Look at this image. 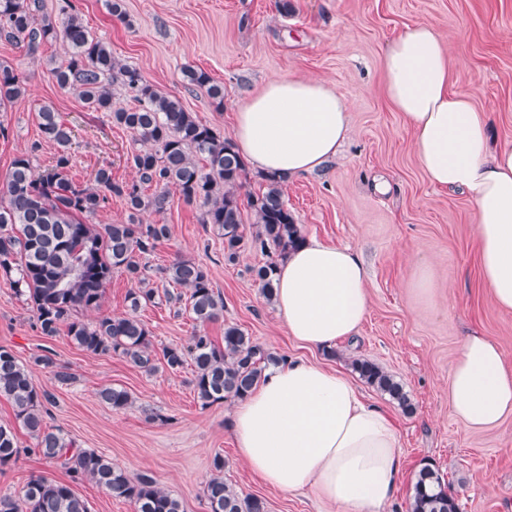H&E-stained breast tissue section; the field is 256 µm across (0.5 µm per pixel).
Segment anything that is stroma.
<instances>
[{"instance_id": "stroma-1", "label": "stroma", "mask_w": 512, "mask_h": 512, "mask_svg": "<svg viewBox=\"0 0 512 512\" xmlns=\"http://www.w3.org/2000/svg\"><path fill=\"white\" fill-rule=\"evenodd\" d=\"M41 17L75 13L106 41L116 59L224 137L247 96L272 77L316 78L332 87L350 113L351 132L340 154L319 171L288 178V207L304 237L361 254L368 272L369 312L356 336L334 351L291 339L250 269L261 255L247 251L224 262V239L201 222L203 209L171 193L166 211L146 212L144 222L166 224L171 238L146 261L150 287L164 289L159 269L178 256L206 265L224 299V315L208 333L223 338L233 323L275 355L317 361L351 373L355 358L370 360L400 380L414 405L404 413L373 388L370 402L392 418L400 439L404 475L388 512H407L417 472L432 464L448 482L460 512H512V418L499 428L464 427L448 403V371L466 336L494 341L512 367V312L497 308L478 269L476 214L462 193L431 185L412 150L403 118L388 105L382 65L387 41L413 23H430L452 37L450 69L455 90L488 112L498 144L512 145V0H123L126 20L112 16L106 0H42ZM69 49L56 41L29 54L26 46L0 40V62L25 78L26 93L0 112V182L12 159L34 141L36 173L53 168L57 147L42 141L37 111L49 105L72 125L69 152L75 183L112 169L116 181L135 179L127 162L135 137L89 109L52 73ZM210 73L224 84L216 108L190 87L184 67ZM428 273L433 286L416 281ZM156 346L187 343L195 323L165 303L141 309ZM0 346L10 348L34 383L53 395L45 420L80 447L102 453L131 474L148 472L180 498L184 512H207L203 487L215 457L224 479L245 495L266 500L268 512H326L307 494H288L263 484L242 459L229 427L232 403L204 407L189 383L190 371L148 374L119 356H92L67 336L48 338L33 326L30 306L0 279ZM51 354L72 379L59 383L35 357ZM127 390L132 404L112 410L98 392ZM22 453L0 468V494H18L30 476L63 480L64 469L31 454L33 439L19 431Z\"/></svg>"}]
</instances>
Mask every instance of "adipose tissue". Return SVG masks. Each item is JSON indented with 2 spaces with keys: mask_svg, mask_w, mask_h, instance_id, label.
Here are the masks:
<instances>
[{
  "mask_svg": "<svg viewBox=\"0 0 512 512\" xmlns=\"http://www.w3.org/2000/svg\"><path fill=\"white\" fill-rule=\"evenodd\" d=\"M450 54L431 24L408 26L385 47L384 91L413 133L427 180L473 203L483 282L495 305L512 311V148L494 144L487 112L452 90ZM349 132V112L333 88L272 77L237 110L233 141L255 169L293 177L335 157ZM368 280L352 248L307 241L279 261L272 301L289 336L328 348L358 333L369 310ZM448 401L472 430L512 418V370L495 343L464 339L448 373ZM232 431L266 485L311 492L333 512H384L403 476L389 416L351 378L310 360L268 369L236 404Z\"/></svg>",
  "mask_w": 512,
  "mask_h": 512,
  "instance_id": "obj_1",
  "label": "adipose tissue"
}]
</instances>
